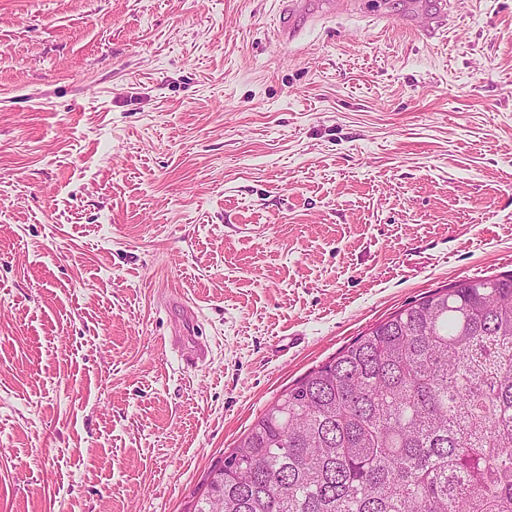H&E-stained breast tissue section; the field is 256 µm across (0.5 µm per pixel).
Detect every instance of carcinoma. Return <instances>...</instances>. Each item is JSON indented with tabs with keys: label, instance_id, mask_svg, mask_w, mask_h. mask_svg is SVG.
Returning <instances> with one entry per match:
<instances>
[{
	"label": "carcinoma",
	"instance_id": "cac0c4a2",
	"mask_svg": "<svg viewBox=\"0 0 512 512\" xmlns=\"http://www.w3.org/2000/svg\"><path fill=\"white\" fill-rule=\"evenodd\" d=\"M512 512V276L458 281L283 391L187 512Z\"/></svg>",
	"mask_w": 512,
	"mask_h": 512
}]
</instances>
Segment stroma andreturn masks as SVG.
I'll return each instance as SVG.
<instances>
[{
    "label": "stroma",
    "instance_id": "obj_1",
    "mask_svg": "<svg viewBox=\"0 0 512 512\" xmlns=\"http://www.w3.org/2000/svg\"><path fill=\"white\" fill-rule=\"evenodd\" d=\"M281 11L0 0V512H186L288 386L512 275V0ZM288 1V15L284 17L285 20H288L284 23L283 27L279 31V35L282 40L290 41L296 29V23L298 19H307L309 17V12L306 9V5L309 3V0H287Z\"/></svg>",
    "mask_w": 512,
    "mask_h": 512
}]
</instances>
